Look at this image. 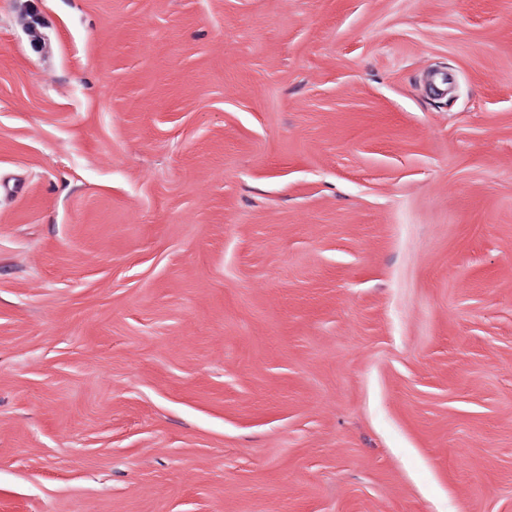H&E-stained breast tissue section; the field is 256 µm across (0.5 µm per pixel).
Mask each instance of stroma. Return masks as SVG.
<instances>
[{
    "label": "stroma",
    "instance_id": "obj_1",
    "mask_svg": "<svg viewBox=\"0 0 512 512\" xmlns=\"http://www.w3.org/2000/svg\"><path fill=\"white\" fill-rule=\"evenodd\" d=\"M0 512H512V0H0Z\"/></svg>",
    "mask_w": 512,
    "mask_h": 512
}]
</instances>
